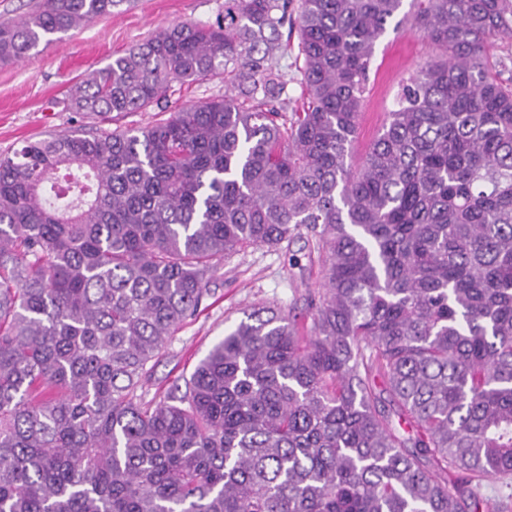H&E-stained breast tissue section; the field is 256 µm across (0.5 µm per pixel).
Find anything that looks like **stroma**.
Returning a JSON list of instances; mask_svg holds the SVG:
<instances>
[{"mask_svg": "<svg viewBox=\"0 0 512 512\" xmlns=\"http://www.w3.org/2000/svg\"><path fill=\"white\" fill-rule=\"evenodd\" d=\"M224 0H121L110 14L39 46L36 55L15 64L0 63V155L25 141L78 129L86 132L143 127L161 119L158 108L106 117H80L61 111L58 101L86 74L114 55L149 40L182 21L215 22ZM432 51L412 34H389L378 45L372 65L356 152H364L392 110L399 83ZM323 263L306 238L290 248L250 246L224 259L210 284L206 308L184 322L168 342L165 358L145 384V399L160 400L186 378L225 331L247 313L270 305L303 313L309 296L323 284Z\"/></svg>", "mask_w": 512, "mask_h": 512, "instance_id": "1", "label": "stroma"}]
</instances>
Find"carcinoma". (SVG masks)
Listing matches in <instances>:
<instances>
[{"label":"carcinoma","instance_id":"cac0c4a2","mask_svg":"<svg viewBox=\"0 0 512 512\" xmlns=\"http://www.w3.org/2000/svg\"><path fill=\"white\" fill-rule=\"evenodd\" d=\"M120 0H39L0 63ZM224 0L62 111L224 95L0 156V512H480L512 500V0ZM402 19H397L398 15ZM434 48L361 157L375 48ZM299 39L302 104L277 55ZM324 289L249 313L159 401L143 384L218 265L302 235Z\"/></svg>","mask_w":512,"mask_h":512}]
</instances>
